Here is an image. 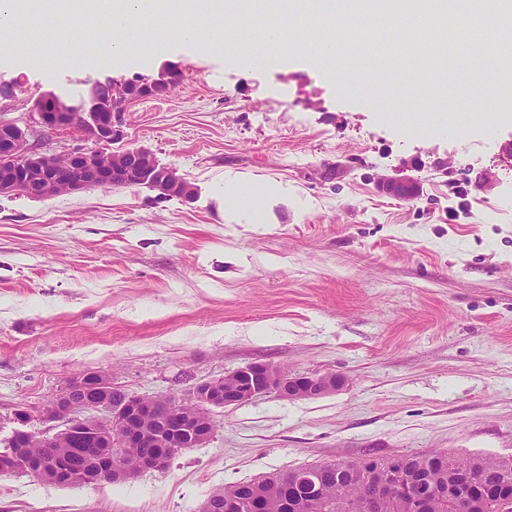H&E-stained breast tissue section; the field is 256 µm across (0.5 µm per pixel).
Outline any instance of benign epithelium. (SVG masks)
Listing matches in <instances>:
<instances>
[{
    "mask_svg": "<svg viewBox=\"0 0 512 512\" xmlns=\"http://www.w3.org/2000/svg\"><path fill=\"white\" fill-rule=\"evenodd\" d=\"M172 85L167 79L143 86L115 84L93 93L78 107L65 109L54 100H36L31 108L38 116L40 127L47 129L78 128L101 144L96 150L74 149L65 154L68 174L60 176V155L33 150L27 143L28 132L7 119H0V195L11 196L37 192L47 198L59 190L68 194L93 187L114 185L112 177L124 176V185L146 186L164 198L191 200L195 189L176 169L158 162L145 148L109 150L122 126L118 108L142 95L163 96ZM383 189L401 198H412L418 186L412 181H383ZM346 383L337 373L289 374L270 362H254L228 374L210 379L189 388L182 396L167 400L158 394L118 392L108 375L102 371L89 372L74 378L68 387L45 405L38 414L47 424L43 429L15 430L6 439L9 451L0 456V470L8 472L26 464L29 441L43 443L61 441L80 434L86 443L101 452L84 456V450L73 448L66 455L53 456L39 462L32 474L54 483L85 484L88 470L112 481L131 479L146 470H161L170 461L172 448H197L212 436L215 421L212 412L238 406L253 399L274 394L285 400L309 399L339 390ZM188 402L197 414L188 415L179 404ZM151 416L156 427L147 430L142 420ZM129 452V464L123 471L112 470L113 448ZM150 448L145 454L142 449ZM270 479L284 493H297L314 504L318 488L304 474L292 479L273 474ZM480 488L469 483L458 486L456 499L465 512Z\"/></svg>",
    "mask_w": 512,
    "mask_h": 512,
    "instance_id": "1",
    "label": "benign epithelium"
}]
</instances>
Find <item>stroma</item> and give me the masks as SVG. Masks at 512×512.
I'll list each match as a JSON object with an SVG mask.
<instances>
[{"instance_id": "stroma-1", "label": "stroma", "mask_w": 512, "mask_h": 512, "mask_svg": "<svg viewBox=\"0 0 512 512\" xmlns=\"http://www.w3.org/2000/svg\"><path fill=\"white\" fill-rule=\"evenodd\" d=\"M208 36L161 33L97 68L74 62L110 40L91 18L0 45L56 60L0 66V117L22 127L39 98L72 105L99 83L176 71L166 96L126 105L111 147L148 148L195 189L189 202L145 187L0 196V441L17 404L41 409L88 370L133 394L254 361L346 384L215 410L205 444L122 483L0 475V512H198L218 486L368 453L512 455V118L466 99L451 49L447 79L415 98L439 120L414 129L389 103L415 68L341 42L373 108L307 57L244 68ZM403 177L416 198L380 187ZM228 178L243 195L273 188L264 213L225 209Z\"/></svg>"}]
</instances>
